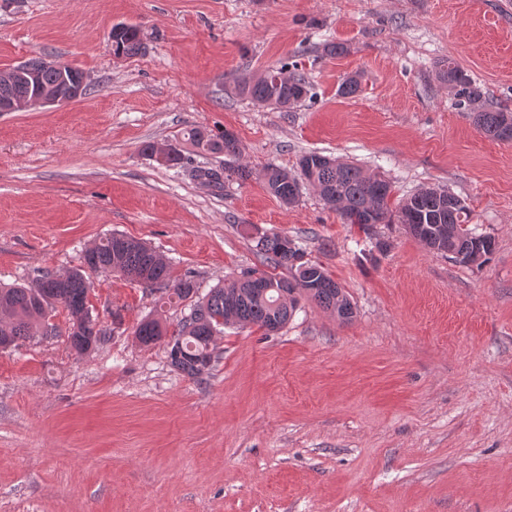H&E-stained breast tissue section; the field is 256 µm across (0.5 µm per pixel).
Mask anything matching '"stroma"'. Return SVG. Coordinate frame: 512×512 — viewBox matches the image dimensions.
Returning <instances> with one entry per match:
<instances>
[{
  "label": "stroma",
  "mask_w": 512,
  "mask_h": 512,
  "mask_svg": "<svg viewBox=\"0 0 512 512\" xmlns=\"http://www.w3.org/2000/svg\"><path fill=\"white\" fill-rule=\"evenodd\" d=\"M120 22L144 47L118 60ZM39 57L90 90L0 112L1 284L66 273L119 233L204 294L263 268L267 232L323 266L354 316L304 300L279 331L225 327L191 379L134 335L145 318L174 332L189 301L91 274L97 348L71 351L60 310L59 336L0 350V512H512V142L437 77L454 59L512 112V0H0V69ZM284 63L310 99L284 111L234 93ZM350 76L359 91L341 96ZM193 125L233 131L255 179H197L224 158L192 154ZM156 142L188 165L158 166ZM310 151L385 176L397 199L449 189L493 254L463 264L402 225L343 223L307 186L283 205L257 174Z\"/></svg>",
  "instance_id": "1"
}]
</instances>
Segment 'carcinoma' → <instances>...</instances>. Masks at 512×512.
Wrapping results in <instances>:
<instances>
[{"mask_svg":"<svg viewBox=\"0 0 512 512\" xmlns=\"http://www.w3.org/2000/svg\"><path fill=\"white\" fill-rule=\"evenodd\" d=\"M112 44L126 57L138 54L143 47L142 31L137 25L112 26ZM41 59L25 62L36 76L28 81L17 79L13 93L23 97L35 89L63 88L65 82L86 94L82 83V70L65 65L64 70L43 68ZM288 71V81H250L243 78L235 89L241 96L254 102L274 100L283 109L306 100L310 85L297 68L283 64L277 71ZM439 78L448 84L455 106L473 116L474 123L488 138L504 140V132L512 130V112L488 106L484 92L476 81L452 59L440 65ZM188 141L200 153L224 155L221 168L198 170V177L209 184L221 186L226 182L245 183L253 171L241 163L242 147L236 134L228 129L216 134L203 127L186 130ZM300 176L274 165L264 168L259 177L268 191L284 205L299 201L300 180L314 188L325 206L336 211L346 224H358L367 229L374 224H401L411 231L431 251L446 254L465 251L462 263H482L494 251L495 242L467 227L468 211L464 202L454 193L443 198L445 189L423 188L396 203H391L392 186L378 173L361 166L342 162L320 152H308L299 160ZM257 247L264 262L273 267H286L292 271L288 284L297 287L296 296L282 293V279L262 272L268 280L267 288L260 291L250 280L240 276L210 289L195 301L190 313L183 317L174 338L168 342L171 366L189 378H196L210 366L212 342L226 326H257L276 332L288 323L295 313L299 298L304 297L336 314L353 317L354 307L342 288L319 264L297 261L301 256L288 237L272 233L258 236ZM108 271L130 280H141L144 288L159 299L186 300L196 296L198 287L192 276L172 279L170 266L158 252L144 242L112 233L100 243L85 251L82 266L64 274L45 273L30 284L0 287V344L16 347L17 343L39 333L48 335L46 324L58 309L69 316L67 343L78 354L89 351L102 341L106 332L93 330L99 323L89 303L90 287L86 270ZM135 336L145 345L162 341L164 331L154 319L143 320Z\"/></svg>","mask_w":512,"mask_h":512,"instance_id":"obj_1","label":"carcinoma"}]
</instances>
